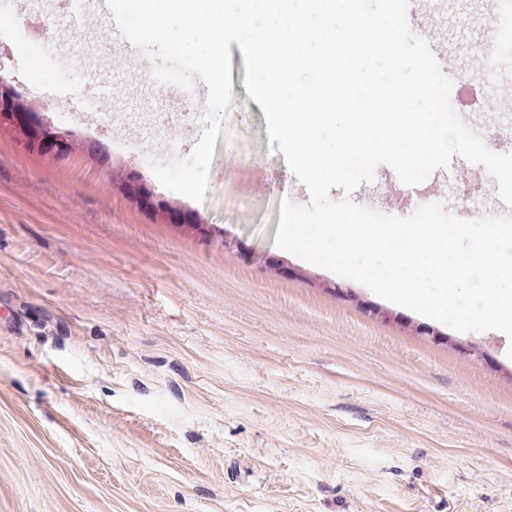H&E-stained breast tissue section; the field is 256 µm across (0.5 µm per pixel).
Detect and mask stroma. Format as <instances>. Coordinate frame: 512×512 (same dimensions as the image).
<instances>
[{"label": "stroma", "instance_id": "1", "mask_svg": "<svg viewBox=\"0 0 512 512\" xmlns=\"http://www.w3.org/2000/svg\"><path fill=\"white\" fill-rule=\"evenodd\" d=\"M477 129L512 114L495 0H418ZM92 91L150 129L181 101L151 58L116 53L94 13L50 0ZM231 111L204 201L156 185L144 141L107 169L0 117V512H512V340L457 332L275 244L307 188L271 144L231 44ZM423 189L454 207L483 166ZM386 165L352 199L414 212ZM235 242L225 249V239ZM438 335L421 334V327Z\"/></svg>", "mask_w": 512, "mask_h": 512}]
</instances>
